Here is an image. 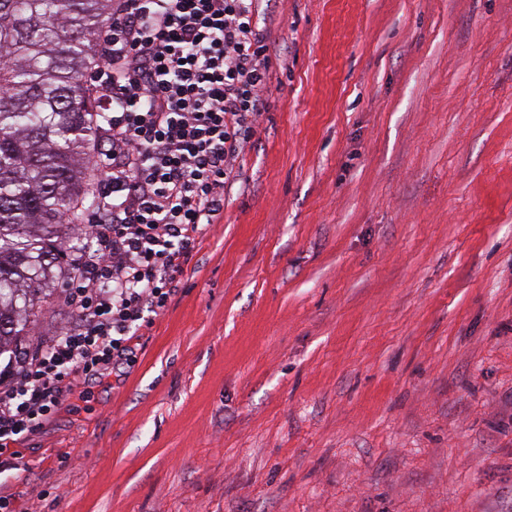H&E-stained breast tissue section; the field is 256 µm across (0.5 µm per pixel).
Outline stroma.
Listing matches in <instances>:
<instances>
[{
  "label": "stroma",
  "mask_w": 512,
  "mask_h": 512,
  "mask_svg": "<svg viewBox=\"0 0 512 512\" xmlns=\"http://www.w3.org/2000/svg\"><path fill=\"white\" fill-rule=\"evenodd\" d=\"M268 10L224 218L0 473L20 512H512V0Z\"/></svg>",
  "instance_id": "obj_1"
}]
</instances>
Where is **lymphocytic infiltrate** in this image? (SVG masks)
Returning <instances> with one entry per match:
<instances>
[{"instance_id": "lymphocytic-infiltrate-1", "label": "lymphocytic infiltrate", "mask_w": 512, "mask_h": 512, "mask_svg": "<svg viewBox=\"0 0 512 512\" xmlns=\"http://www.w3.org/2000/svg\"><path fill=\"white\" fill-rule=\"evenodd\" d=\"M264 0H112L92 87L108 119L94 163L90 246L71 261L64 332L0 371V458L51 423L66 394L131 360L148 313L224 217V190L267 109Z\"/></svg>"}]
</instances>
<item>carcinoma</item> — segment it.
<instances>
[{
    "instance_id": "cac0c4a2",
    "label": "carcinoma",
    "mask_w": 512,
    "mask_h": 512,
    "mask_svg": "<svg viewBox=\"0 0 512 512\" xmlns=\"http://www.w3.org/2000/svg\"><path fill=\"white\" fill-rule=\"evenodd\" d=\"M112 0H0V350L64 275L61 240L96 206L89 81Z\"/></svg>"
}]
</instances>
